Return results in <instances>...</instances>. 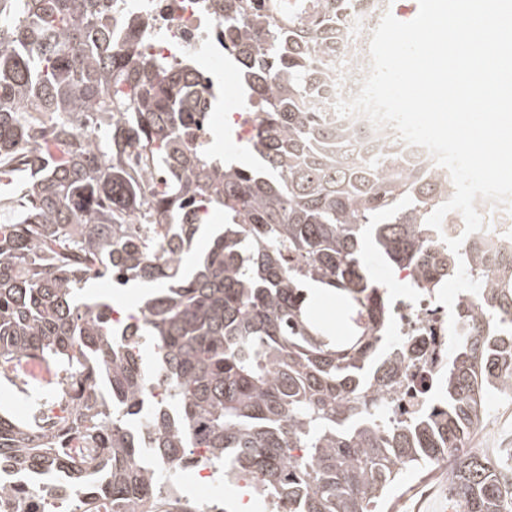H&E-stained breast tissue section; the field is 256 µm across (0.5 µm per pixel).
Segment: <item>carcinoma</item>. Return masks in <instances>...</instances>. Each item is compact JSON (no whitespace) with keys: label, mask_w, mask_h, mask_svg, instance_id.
I'll return each mask as SVG.
<instances>
[{"label":"carcinoma","mask_w":512,"mask_h":512,"mask_svg":"<svg viewBox=\"0 0 512 512\" xmlns=\"http://www.w3.org/2000/svg\"><path fill=\"white\" fill-rule=\"evenodd\" d=\"M112 2L0 0V179L28 173L20 196L0 198V379L30 359L54 366L30 423L0 412V512H225L183 492L201 465L248 481L269 512H376L442 462L463 512H512V476L464 447L485 396L512 394V261L470 255L483 287L475 307L456 299L463 342L442 403L390 430L371 409L405 359L386 340L364 235L426 288L459 263L445 243L429 255L448 171L388 149L359 158L365 135L317 108L340 16L368 0H314L312 19L286 22L271 0H217L224 49L264 114L249 143L267 177L212 150L207 113L190 105L194 62L112 36ZM211 207L224 232L185 274ZM104 276L161 283L120 332L108 303H76ZM308 283L342 293V335ZM49 399L69 407L43 425Z\"/></svg>","instance_id":"carcinoma-1"}]
</instances>
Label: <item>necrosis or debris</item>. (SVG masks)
Masks as SVG:
<instances>
[{
  "mask_svg": "<svg viewBox=\"0 0 512 512\" xmlns=\"http://www.w3.org/2000/svg\"><path fill=\"white\" fill-rule=\"evenodd\" d=\"M219 22L220 13L208 0H114L112 4L113 34L124 36L134 30L147 53L198 62V78L207 95L215 93L217 84L224 81V49L216 35ZM339 30L345 45L342 65L337 76L319 90V109L323 119L331 123L338 119L336 101L356 95L370 67V56L364 49L371 34L368 14L354 11L344 15ZM343 120L369 136L370 149L377 151L394 144L409 164L426 172H438V165L424 148L400 141L393 128L375 130L360 116ZM475 207L484 219L485 229L465 234L462 215L452 211L441 233L448 238H462L464 252L481 249L488 265L498 264L512 254V214L481 199L476 200ZM399 278L403 287L391 294L387 337L391 344L412 353L413 361L382 399L384 414L394 425L433 404L439 394L437 375L448 359L449 338L448 312L438 303L435 290L416 289L410 270L400 271Z\"/></svg>",
  "mask_w": 512,
  "mask_h": 512,
  "instance_id": "1",
  "label": "necrosis or debris"
}]
</instances>
